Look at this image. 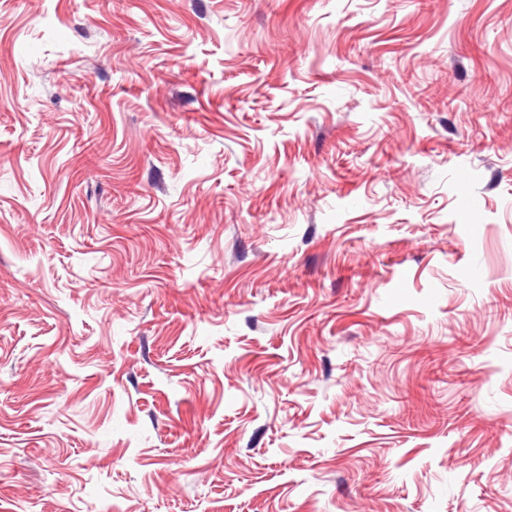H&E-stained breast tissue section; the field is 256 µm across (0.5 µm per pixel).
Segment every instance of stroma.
I'll return each instance as SVG.
<instances>
[{"label":"stroma","instance_id":"1","mask_svg":"<svg viewBox=\"0 0 512 512\" xmlns=\"http://www.w3.org/2000/svg\"><path fill=\"white\" fill-rule=\"evenodd\" d=\"M0 512H512V0H0Z\"/></svg>","mask_w":512,"mask_h":512}]
</instances>
